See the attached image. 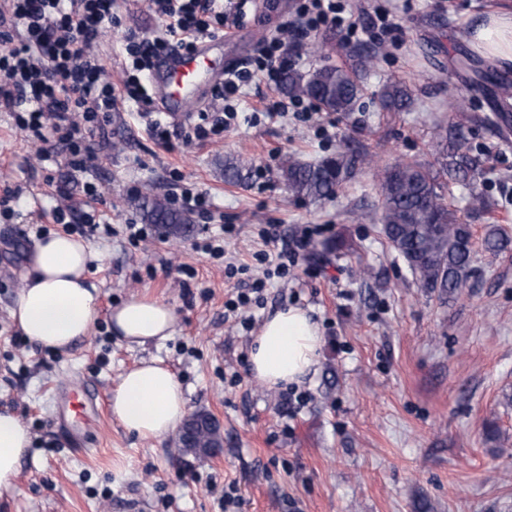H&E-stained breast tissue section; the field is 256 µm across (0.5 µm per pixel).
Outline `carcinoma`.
<instances>
[{"instance_id":"1","label":"carcinoma","mask_w":512,"mask_h":512,"mask_svg":"<svg viewBox=\"0 0 512 512\" xmlns=\"http://www.w3.org/2000/svg\"><path fill=\"white\" fill-rule=\"evenodd\" d=\"M287 94L314 101L323 112H353L361 97L362 87L354 72L332 65H321L307 73L287 71L282 75ZM381 112H406L413 105V92L408 87L389 83L376 93ZM446 139L453 153L435 143L438 169L414 160L401 159L376 172L381 201L382 233L390 247L407 264L420 287L438 298L462 296L472 288V232L448 201L441 176L454 179H476L485 173L482 159L470 154L462 124L446 128ZM371 163L369 153L338 151L317 162L288 159L281 171L292 196L319 202L335 196L353 178L356 170ZM250 161L239 156L224 157V182L240 184L249 178ZM140 208L145 218L162 225L174 239L189 234L192 220L169 206L162 198H143ZM490 252L504 251L512 245V237L498 226L488 227L483 240ZM191 440L184 453L210 456L221 447V432L213 417L204 411L193 415L184 425Z\"/></svg>"}]
</instances>
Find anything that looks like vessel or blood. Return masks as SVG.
Returning <instances> with one entry per match:
<instances>
[{
	"label": "vessel or blood",
	"instance_id": "1",
	"mask_svg": "<svg viewBox=\"0 0 512 512\" xmlns=\"http://www.w3.org/2000/svg\"><path fill=\"white\" fill-rule=\"evenodd\" d=\"M217 62L211 58L206 44H196L194 50L169 51L159 55L148 74L154 90L156 111L177 120L185 98L215 71ZM67 424L75 442H83L87 435L86 422L98 410V400L83 393L69 396Z\"/></svg>",
	"mask_w": 512,
	"mask_h": 512
}]
</instances>
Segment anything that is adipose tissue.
<instances>
[{
	"label": "adipose tissue",
	"mask_w": 512,
	"mask_h": 512,
	"mask_svg": "<svg viewBox=\"0 0 512 512\" xmlns=\"http://www.w3.org/2000/svg\"><path fill=\"white\" fill-rule=\"evenodd\" d=\"M463 40L477 56L512 68V11L494 10L471 23ZM91 258L82 238L52 232L38 239L31 268L10 316L24 336L43 347L65 351L91 336L99 320L128 346L172 336L173 306L133 296L101 313L99 296L87 274ZM322 345L319 324L309 311L288 307L269 316L255 336L249 367L252 377L270 389L298 384L312 371ZM112 415L129 432L156 439L177 430L187 402L176 375L161 361L140 362L126 372L110 398ZM32 445L29 428L14 414L0 411V496L13 494L21 462Z\"/></svg>",
	"instance_id": "obj_1"
}]
</instances>
